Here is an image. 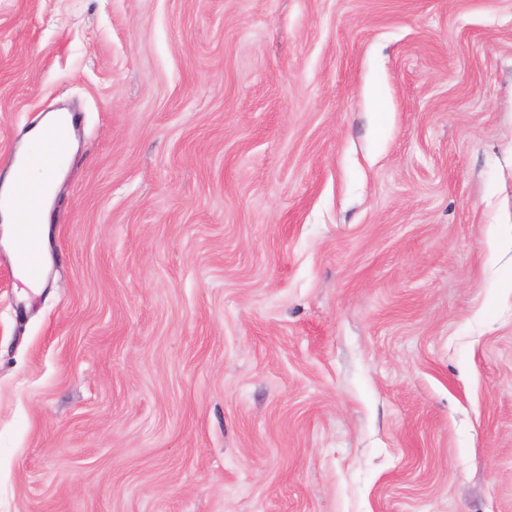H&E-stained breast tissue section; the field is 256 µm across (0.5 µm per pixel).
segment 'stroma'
<instances>
[{"mask_svg": "<svg viewBox=\"0 0 512 512\" xmlns=\"http://www.w3.org/2000/svg\"><path fill=\"white\" fill-rule=\"evenodd\" d=\"M0 512H512V0H0ZM69 117L68 112H51L39 126L30 130L26 135L24 146L15 155V165L8 170L3 181L2 195L8 196L14 189V167L18 164H23L27 170L28 192L31 195H38L44 200V207L38 217L37 233L34 240V246L36 247L39 258L30 245L26 248L16 250L14 253L16 239L24 226L27 225L26 220L23 219L25 223H15L11 212L4 209L2 203L0 204V219L4 226L3 238H0V244L3 243L12 257L14 254L16 269L24 272L30 279H37L39 277L44 264L45 242L49 236V224L52 219V208L56 188L60 174L71 155L73 147V137L71 135L63 157L53 166L49 165L45 161L41 146L42 131Z\"/></svg>", "mask_w": 512, "mask_h": 512, "instance_id": "1", "label": "stroma"}]
</instances>
